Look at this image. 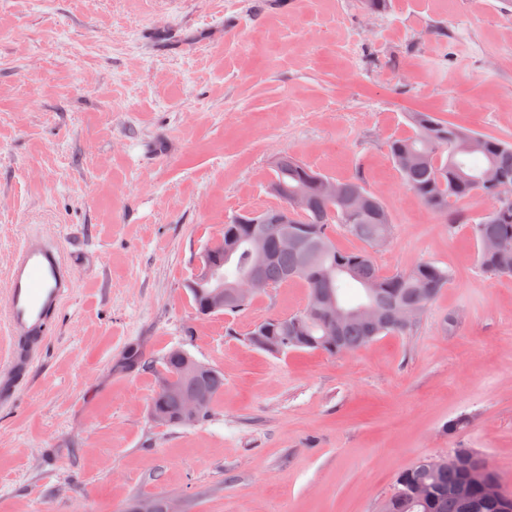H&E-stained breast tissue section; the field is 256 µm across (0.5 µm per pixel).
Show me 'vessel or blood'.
I'll return each mask as SVG.
<instances>
[{
	"mask_svg": "<svg viewBox=\"0 0 512 512\" xmlns=\"http://www.w3.org/2000/svg\"><path fill=\"white\" fill-rule=\"evenodd\" d=\"M74 287L73 269L57 244L36 236L21 242L7 273L10 331L21 339L12 352L13 372H26Z\"/></svg>",
	"mask_w": 512,
	"mask_h": 512,
	"instance_id": "vessel-or-blood-1",
	"label": "vessel or blood"
}]
</instances>
